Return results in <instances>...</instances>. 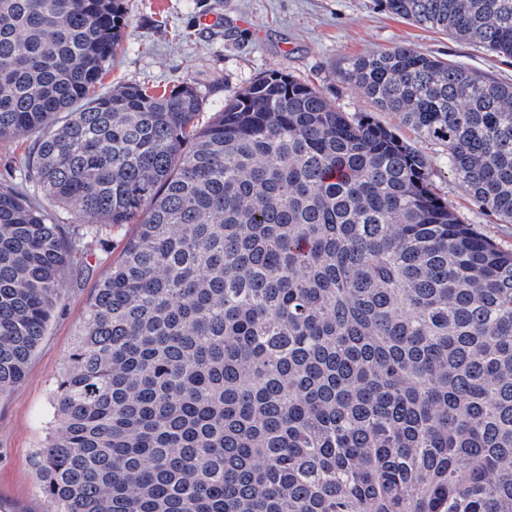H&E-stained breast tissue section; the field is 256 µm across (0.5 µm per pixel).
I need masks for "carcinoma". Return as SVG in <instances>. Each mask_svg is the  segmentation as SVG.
Segmentation results:
<instances>
[{
	"label": "carcinoma",
	"instance_id": "obj_1",
	"mask_svg": "<svg viewBox=\"0 0 512 512\" xmlns=\"http://www.w3.org/2000/svg\"><path fill=\"white\" fill-rule=\"evenodd\" d=\"M512 57V0H377ZM122 0H0V395L84 239L134 225L90 299L35 454L48 512H512V251L368 112L280 71L204 116L189 84L89 97ZM344 80L448 150L512 224V83L413 48ZM37 134L18 139L0 141V180L9 179L10 175H18V170L32 150Z\"/></svg>",
	"mask_w": 512,
	"mask_h": 512
}]
</instances>
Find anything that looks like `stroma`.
Here are the masks:
<instances>
[{"instance_id":"35a3bbf8","label":"stroma","mask_w":512,"mask_h":512,"mask_svg":"<svg viewBox=\"0 0 512 512\" xmlns=\"http://www.w3.org/2000/svg\"><path fill=\"white\" fill-rule=\"evenodd\" d=\"M128 19L113 64L96 93L147 82L196 87L207 111L251 80L280 70L310 83L347 112H370L373 104L341 71L352 57L408 46L512 82V59L418 27L383 11L377 0H122ZM399 134L425 157L436 192L465 223L512 251V224L477 208L448 166L444 147L398 126ZM132 226L114 229L105 243H91L87 259L66 270L61 298L24 380L0 395V512H45L41 481L33 465L53 425L52 392L72 349L86 304L108 275Z\"/></svg>"}]
</instances>
